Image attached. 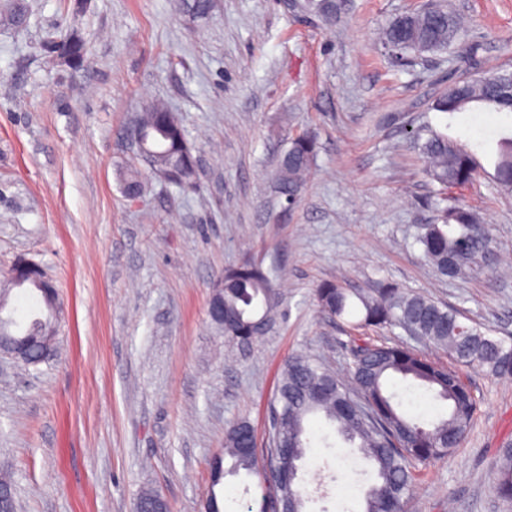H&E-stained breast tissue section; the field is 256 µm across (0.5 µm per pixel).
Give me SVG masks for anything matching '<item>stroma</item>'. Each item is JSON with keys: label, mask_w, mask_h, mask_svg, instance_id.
Segmentation results:
<instances>
[{"label": "stroma", "mask_w": 512, "mask_h": 512, "mask_svg": "<svg viewBox=\"0 0 512 512\" xmlns=\"http://www.w3.org/2000/svg\"><path fill=\"white\" fill-rule=\"evenodd\" d=\"M26 0L25 26L0 25V282L37 262L62 315L48 362L0 361V473L16 512H136L142 491L171 512H199L208 461L227 425L246 418L268 446L284 363L305 351L347 376L363 341L315 300L325 280L366 292L381 283L423 293L512 339V192L485 167L454 198L488 226L497 265L441 279L414 237L438 201L409 128L464 139L500 127L494 112L448 118L433 100L448 83L512 72V0H343L336 24L304 0H212L207 16L178 0ZM465 25L455 48L397 59L382 44L394 17L428 5ZM79 35L87 65L49 43ZM161 102L194 145L197 177L178 188L148 176L123 194V137ZM317 138L296 204L275 172L290 135ZM251 259L280 292L276 320L251 351L232 352L206 315L225 268ZM479 411L447 460L420 466L408 512H504L491 478L512 438V381L468 369ZM299 472L323 484L310 512H361L374 475L323 421ZM260 476L225 477L224 512H255Z\"/></svg>", "instance_id": "1"}]
</instances>
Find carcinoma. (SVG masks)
Instances as JSON below:
<instances>
[{"instance_id": "carcinoma-1", "label": "carcinoma", "mask_w": 512, "mask_h": 512, "mask_svg": "<svg viewBox=\"0 0 512 512\" xmlns=\"http://www.w3.org/2000/svg\"><path fill=\"white\" fill-rule=\"evenodd\" d=\"M306 9L327 21L338 17L337 0H308ZM27 21L23 0H0V23L20 26ZM462 37L456 16L440 6L427 12H412L392 19L384 41L400 57L435 54L450 49ZM68 56L71 66H82L87 51L82 40L55 47ZM506 73L480 79H461L435 98L433 109L454 116L483 107L499 114L512 112V101L503 95ZM146 137V147L155 152L168 181L177 187L192 184L196 175L193 146L178 117L162 105L144 108L136 122ZM413 141L425 161V174L439 185V194L461 189L476 181L479 165L466 142L427 129L413 133ZM317 155V140L309 132L288 139L281 152L276 181L290 204L297 202ZM494 178L500 187L512 190V127L501 131L494 148ZM143 172L133 164L123 167L122 183L127 197L143 188ZM422 255L436 276L465 278L478 267L497 261L489 230L478 213L463 204L438 208L436 218L421 227L416 237ZM217 283L223 285L224 324L212 327L243 352L250 350L271 330L275 316L268 299L277 293L274 280L251 261L224 270ZM315 297L331 319L356 314L355 326L379 330L401 328L419 341L448 355L444 364L408 344L363 342L352 350L351 384L306 354L291 357L284 366L277 388L281 403L280 430L273 433V450L299 464L310 443L308 425L318 414L335 426L346 443L356 445L376 481L361 490L364 512H406L415 488L419 464L451 456L473 425L479 401L460 376L462 368H478L489 376L512 380V340L495 339L480 323L466 324L458 310L432 297L384 284L372 295L352 291L336 280L321 282ZM54 327L53 316L32 320L21 333L39 338ZM396 378L411 380L432 393L433 420L426 422L402 407L390 390ZM253 440L252 426L244 418L229 423L224 451L209 462L213 486L222 473L252 474L257 454L247 447ZM492 492L504 509H512V440L498 451ZM137 512H170L168 504L155 501V493L141 495Z\"/></svg>"}]
</instances>
